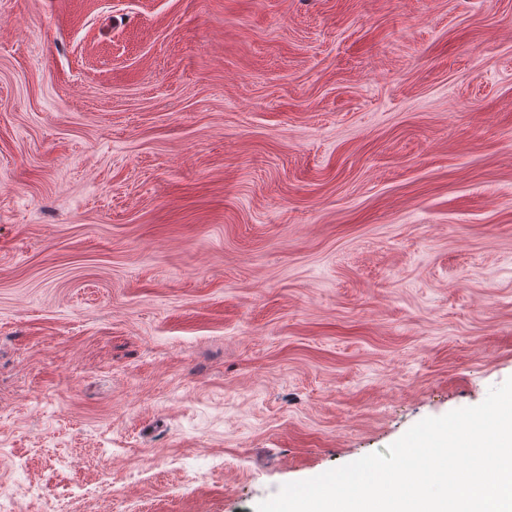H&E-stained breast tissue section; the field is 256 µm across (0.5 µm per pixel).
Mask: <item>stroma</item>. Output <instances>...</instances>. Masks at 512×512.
I'll list each match as a JSON object with an SVG mask.
<instances>
[{"label": "stroma", "mask_w": 512, "mask_h": 512, "mask_svg": "<svg viewBox=\"0 0 512 512\" xmlns=\"http://www.w3.org/2000/svg\"><path fill=\"white\" fill-rule=\"evenodd\" d=\"M512 377V0H0V491L255 512Z\"/></svg>", "instance_id": "stroma-1"}]
</instances>
